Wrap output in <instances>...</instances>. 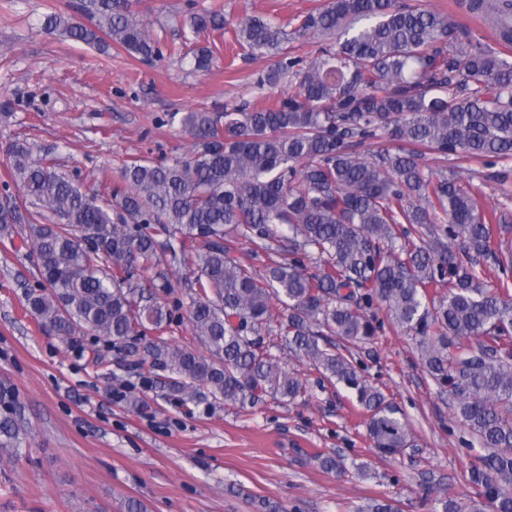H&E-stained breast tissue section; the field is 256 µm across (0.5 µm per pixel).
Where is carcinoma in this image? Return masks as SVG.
Returning a JSON list of instances; mask_svg holds the SVG:
<instances>
[{
	"label": "carcinoma",
	"mask_w": 512,
	"mask_h": 512,
	"mask_svg": "<svg viewBox=\"0 0 512 512\" xmlns=\"http://www.w3.org/2000/svg\"><path fill=\"white\" fill-rule=\"evenodd\" d=\"M185 6L191 42L152 37L141 0H79L72 14L47 13L41 28L143 60L190 56L208 70L217 56L200 38L230 26L250 55L275 59L257 85L288 75L296 94L262 107L169 113L164 124L192 139L190 152L134 160L103 195L24 143L1 145L22 195L0 197V239L30 246L41 278L25 311L67 342L103 337L135 357L133 337L173 321L151 293L174 287L161 265L187 269L188 320L204 352L160 336L147 348L172 393L204 387L214 401L241 406L264 395L293 401L305 383L268 350L282 339L353 392L370 441L390 456L414 447L410 427L341 351L383 330L370 312L377 304L412 334L423 368L486 451L470 475L479 499L443 497L435 507L512 512V251L493 248L512 225L484 209L460 174L435 178L419 163L427 151L512 160V62L421 3L325 0L291 31L252 16L232 25L223 9L198 11L195 0ZM469 8L512 41V0ZM310 34L335 44L310 59L288 51ZM380 129L396 151H356ZM230 233L268 255L265 273L231 256ZM82 234L93 248L76 243ZM313 254L321 264L310 272L301 256ZM274 301L288 310L276 330ZM0 437L15 459L26 455L8 415ZM361 512L401 509L379 498Z\"/></svg>",
	"instance_id": "carcinoma-1"
}]
</instances>
